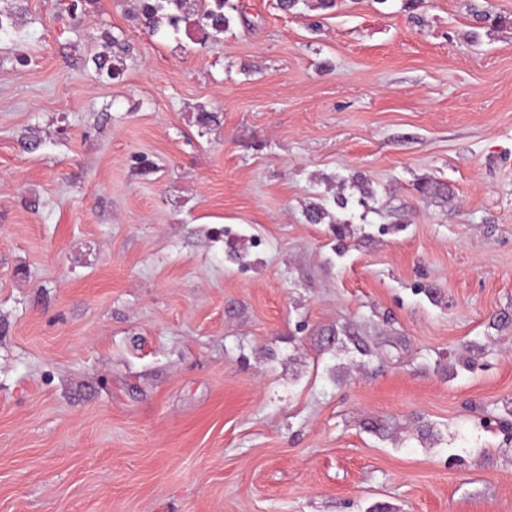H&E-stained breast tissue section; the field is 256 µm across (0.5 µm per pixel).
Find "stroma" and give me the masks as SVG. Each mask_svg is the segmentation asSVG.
<instances>
[{
	"label": "stroma",
	"mask_w": 512,
	"mask_h": 512,
	"mask_svg": "<svg viewBox=\"0 0 512 512\" xmlns=\"http://www.w3.org/2000/svg\"><path fill=\"white\" fill-rule=\"evenodd\" d=\"M26 2L0 512H512V0ZM160 0L151 3V0H138L135 2L134 9L136 17L149 28L158 29L162 26H168L176 29L179 23L184 19L183 4L187 0ZM170 5L174 7L171 8ZM193 1L199 2L197 8L201 11V19L205 21L206 26L219 31L225 30L229 26V18L226 16L225 12H222V9L226 6L236 9L229 3L231 0H213L209 2L212 7L215 6L216 2L217 11L210 9L208 5H206L205 0Z\"/></svg>",
	"instance_id": "1"
}]
</instances>
